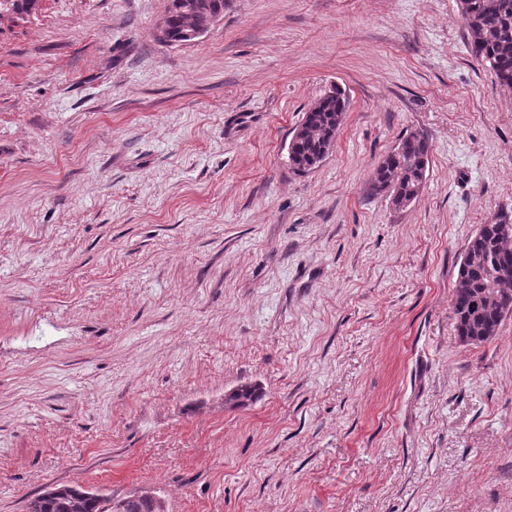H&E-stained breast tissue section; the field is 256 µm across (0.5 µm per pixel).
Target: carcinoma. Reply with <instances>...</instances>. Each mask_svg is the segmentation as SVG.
I'll list each match as a JSON object with an SVG mask.
<instances>
[{
  "label": "carcinoma",
  "mask_w": 512,
  "mask_h": 512,
  "mask_svg": "<svg viewBox=\"0 0 512 512\" xmlns=\"http://www.w3.org/2000/svg\"><path fill=\"white\" fill-rule=\"evenodd\" d=\"M225 0H168L170 40L184 42V13L208 19L224 9ZM460 12L471 54L485 64L499 84L512 86V0H460ZM348 98L336 88L304 113L302 123L322 137L300 138L291 146L288 161L298 173L318 166L326 140L334 139L347 112ZM431 144L427 135L412 132L377 164L372 181L376 194L398 208L408 206L426 180ZM512 213L483 224L469 240L452 295L455 331L465 344L492 340L502 321L512 314ZM261 397L260 388L238 386L234 406L246 407ZM31 512H112V499L81 486H65L59 494L40 493L29 501Z\"/></svg>",
  "instance_id": "carcinoma-1"
}]
</instances>
